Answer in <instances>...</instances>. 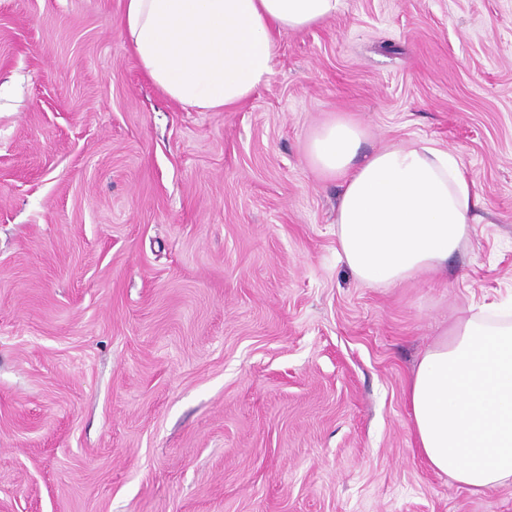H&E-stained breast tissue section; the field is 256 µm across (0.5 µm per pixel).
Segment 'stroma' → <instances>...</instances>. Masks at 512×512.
<instances>
[{"label": "stroma", "mask_w": 512, "mask_h": 512, "mask_svg": "<svg viewBox=\"0 0 512 512\" xmlns=\"http://www.w3.org/2000/svg\"><path fill=\"white\" fill-rule=\"evenodd\" d=\"M124 0H0V512H512L418 457L404 390L470 302L512 305V0H343L229 111L141 70ZM477 187L439 277L360 282L335 115Z\"/></svg>", "instance_id": "obj_1"}]
</instances>
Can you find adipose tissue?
I'll return each mask as SVG.
<instances>
[{
  "instance_id": "adipose-tissue-1",
  "label": "adipose tissue",
  "mask_w": 512,
  "mask_h": 512,
  "mask_svg": "<svg viewBox=\"0 0 512 512\" xmlns=\"http://www.w3.org/2000/svg\"><path fill=\"white\" fill-rule=\"evenodd\" d=\"M342 0H125L122 26L141 69L170 99L237 106L267 86L274 35L333 18ZM347 116L311 135V165L340 186L336 237L364 284L393 288L442 274L468 238L476 185L429 140L361 154ZM415 449L471 495L512 484V314L460 315L421 356L405 391Z\"/></svg>"
}]
</instances>
